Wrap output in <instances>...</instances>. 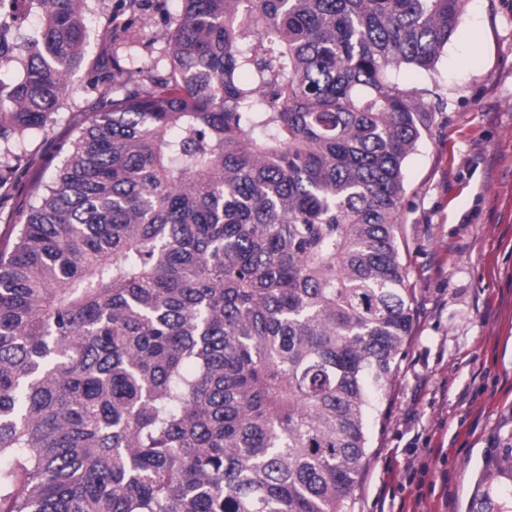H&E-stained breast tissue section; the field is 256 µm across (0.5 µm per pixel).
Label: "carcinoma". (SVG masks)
<instances>
[{
    "label": "carcinoma",
    "instance_id": "1",
    "mask_svg": "<svg viewBox=\"0 0 512 512\" xmlns=\"http://www.w3.org/2000/svg\"><path fill=\"white\" fill-rule=\"evenodd\" d=\"M89 2L0 0V193ZM465 2L183 0L168 70L91 108L0 249V512H352L434 120L393 74L432 71Z\"/></svg>",
    "mask_w": 512,
    "mask_h": 512
}]
</instances>
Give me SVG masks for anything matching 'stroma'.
<instances>
[{
  "label": "stroma",
  "mask_w": 512,
  "mask_h": 512,
  "mask_svg": "<svg viewBox=\"0 0 512 512\" xmlns=\"http://www.w3.org/2000/svg\"><path fill=\"white\" fill-rule=\"evenodd\" d=\"M113 0L89 14L81 65L45 128L15 150L26 158L0 198V247L38 205L59 150L99 96L87 73L109 47ZM181 0H151L119 49L135 71L164 70L169 25ZM413 89L443 100L405 164L399 220L413 291L412 334L369 423L368 457L353 512H512V0H467L434 75L405 70Z\"/></svg>",
  "instance_id": "1"
}]
</instances>
